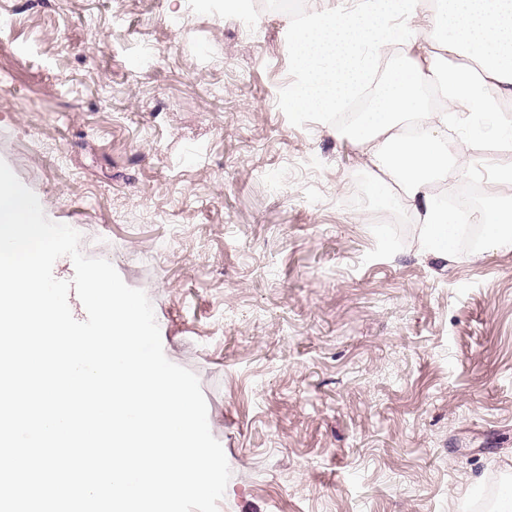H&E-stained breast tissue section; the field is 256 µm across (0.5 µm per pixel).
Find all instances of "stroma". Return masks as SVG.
<instances>
[{
    "mask_svg": "<svg viewBox=\"0 0 512 512\" xmlns=\"http://www.w3.org/2000/svg\"><path fill=\"white\" fill-rule=\"evenodd\" d=\"M251 0H0V160L149 297L231 477L219 512H502L512 250L425 253ZM480 187L512 204L490 140Z\"/></svg>",
    "mask_w": 512,
    "mask_h": 512,
    "instance_id": "obj_1",
    "label": "stroma"
}]
</instances>
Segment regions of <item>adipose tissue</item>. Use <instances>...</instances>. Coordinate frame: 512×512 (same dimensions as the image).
<instances>
[{"label": "adipose tissue", "instance_id": "1", "mask_svg": "<svg viewBox=\"0 0 512 512\" xmlns=\"http://www.w3.org/2000/svg\"><path fill=\"white\" fill-rule=\"evenodd\" d=\"M418 14V0H338L332 9L290 26L300 80L290 111L338 112L367 89L371 105L337 135L359 145L372 173L371 191L405 203L423 228L428 254L452 250L456 219L440 209L430 183L462 157L471 137L512 148V0H437ZM420 26H412L415 16ZM405 48L401 64L376 83L381 54ZM485 248L512 249V206L488 203L475 216Z\"/></svg>", "mask_w": 512, "mask_h": 512}]
</instances>
